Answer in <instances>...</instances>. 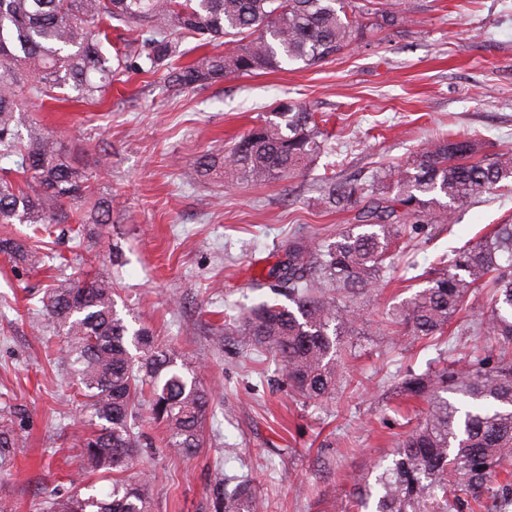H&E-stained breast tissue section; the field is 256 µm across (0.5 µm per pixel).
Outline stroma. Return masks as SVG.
I'll return each instance as SVG.
<instances>
[{
  "label": "stroma",
  "instance_id": "obj_1",
  "mask_svg": "<svg viewBox=\"0 0 512 512\" xmlns=\"http://www.w3.org/2000/svg\"><path fill=\"white\" fill-rule=\"evenodd\" d=\"M410 20L371 35L331 60L289 64L176 91L160 75L133 74L101 104H25L53 131L69 159L94 171L92 145L108 154L97 181L112 197V221L91 245L93 270L110 274L116 309L149 326L160 343L188 347L215 391L206 445L192 456L145 457L153 512H214L217 471H248L267 512H338L329 489L346 491L377 465L400 432L395 408L407 368L425 370L438 352L384 335L386 314L411 289L393 272L372 287L352 336L360 357L336 396L303 404L271 387L277 361L225 332L224 312L258 302L252 288L301 225L321 233L354 221L320 205L322 177L367 176L405 164L424 142L475 137L491 155L512 148V0H403ZM291 98L329 115L333 149L298 176L261 186L198 179L201 156L223 151L274 101ZM454 227L424 225L401 238L400 258L428 266L450 248L512 223V195L455 205ZM60 273L12 267L0 257V407L26 409L27 452L0 475L15 512H42L68 493L88 412L74 403L76 379L46 337L41 299ZM363 380L352 390L349 378Z\"/></svg>",
  "mask_w": 512,
  "mask_h": 512
}]
</instances>
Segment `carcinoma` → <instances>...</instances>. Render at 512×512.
Listing matches in <instances>:
<instances>
[{
  "instance_id": "cac0c4a2",
  "label": "carcinoma",
  "mask_w": 512,
  "mask_h": 512,
  "mask_svg": "<svg viewBox=\"0 0 512 512\" xmlns=\"http://www.w3.org/2000/svg\"><path fill=\"white\" fill-rule=\"evenodd\" d=\"M409 21L401 3L379 0H0V224H28L31 241L0 238L14 265L46 264L45 237L67 226L80 264L90 251L88 227L112 222V196L91 199L87 171L68 160L57 137L25 124L22 101L96 104L116 77L163 73L177 90L205 88L229 75L252 76L284 64L312 66L363 42L374 29ZM179 32L220 40L224 51L179 64ZM316 113L290 98L276 101L259 123L200 158L198 175L216 170L229 184L264 185L311 168L330 150ZM471 138L443 136L422 146L407 167L368 180L323 179L321 202L331 212L357 211L355 224L319 236L304 231L281 244L279 261L253 288L272 297L224 322L256 350L278 361L294 397L307 402L336 394L339 369L358 357L342 341L361 315L357 291L390 269L392 246L423 224H446L457 203L482 201L512 182V151L487 162ZM426 279L392 313L388 332L444 344L466 296L489 288L487 311L471 316L472 334L500 346L496 361L479 366L469 351L451 365L401 382L406 400L427 403L375 474L354 484L341 512H461L483 506L493 479L512 463V224H499L477 242L442 254L412 279ZM112 279L88 273L53 285L41 299L64 359L90 413V432L77 472L125 473L160 446L192 456L205 443L214 397L197 380L187 352L162 346L147 327H134L115 309ZM163 425L159 441L143 432L145 418ZM25 411H0V474L25 453ZM150 479L135 472L112 480L99 497L80 490L49 499L45 512H151ZM215 512H264L249 474L218 479Z\"/></svg>"
}]
</instances>
